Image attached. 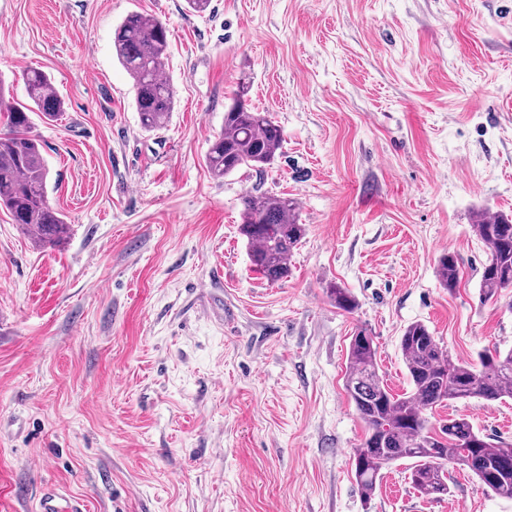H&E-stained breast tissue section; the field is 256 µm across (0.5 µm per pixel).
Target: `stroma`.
Wrapping results in <instances>:
<instances>
[{
  "label": "stroma",
  "mask_w": 512,
  "mask_h": 512,
  "mask_svg": "<svg viewBox=\"0 0 512 512\" xmlns=\"http://www.w3.org/2000/svg\"><path fill=\"white\" fill-rule=\"evenodd\" d=\"M131 11L169 30L175 108L151 133L112 47ZM32 68L64 102L32 134L69 233L44 246L0 211V512H38L47 482L82 512H512L453 463L443 498L408 459L364 498L343 387L359 329L399 395L411 323L461 361L512 348L471 230L512 215V0H0L10 101ZM244 80L282 149L264 174L217 179L208 141ZM255 187L297 200L307 227L275 283L239 232ZM452 416L512 442V399L429 421ZM437 276L441 285L448 291H454L460 283V268L456 257L451 253H444L438 263Z\"/></svg>",
  "instance_id": "35a3bbf8"
}]
</instances>
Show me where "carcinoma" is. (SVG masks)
<instances>
[{
	"label": "carcinoma",
	"mask_w": 512,
	"mask_h": 512,
	"mask_svg": "<svg viewBox=\"0 0 512 512\" xmlns=\"http://www.w3.org/2000/svg\"><path fill=\"white\" fill-rule=\"evenodd\" d=\"M113 48L133 82L140 128L152 132L164 127L175 104L173 90L161 75L169 48L166 24L129 12L114 30ZM23 80L29 102L11 104L0 94L8 124V131L0 134V208L37 241L55 245L68 227L48 202V169L29 129L31 113L54 121L63 105L44 72L30 69ZM282 142L281 130L268 113L252 104L249 86L243 82L224 112V126L209 143L205 164L216 178L243 167L261 172L280 154ZM297 209L295 199L256 188L242 197L240 234L247 241L252 265L270 281L288 276L289 260L306 234ZM471 229L489 253L480 291L484 299L497 300L512 288V219L499 214L482 217ZM437 276L450 292L459 286L460 268L453 254L440 257ZM330 297L340 310L351 312L356 307L345 288H331ZM400 350L410 384L402 395L392 393L384 383L373 337L359 330L349 343L344 389L366 431L352 459L364 498H371L384 469L411 459V483L426 497L448 494L446 466L462 460L483 491L512 499V442L491 440L465 418H450L433 433L427 418L448 400L512 398V348L485 351L475 364L458 361L425 324L415 322L404 329Z\"/></svg>",
	"instance_id": "carcinoma-1"
}]
</instances>
